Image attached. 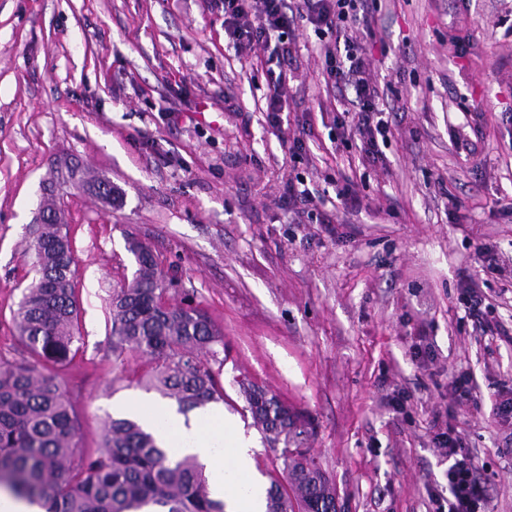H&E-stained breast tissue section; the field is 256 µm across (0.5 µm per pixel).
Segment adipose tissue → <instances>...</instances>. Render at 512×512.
I'll return each mask as SVG.
<instances>
[{
	"mask_svg": "<svg viewBox=\"0 0 512 512\" xmlns=\"http://www.w3.org/2000/svg\"><path fill=\"white\" fill-rule=\"evenodd\" d=\"M132 410L178 454L197 457L212 497L224 502L226 512H264L265 490L252 475L251 444L223 410L206 406L186 417L144 402Z\"/></svg>",
	"mask_w": 512,
	"mask_h": 512,
	"instance_id": "1",
	"label": "adipose tissue"
}]
</instances>
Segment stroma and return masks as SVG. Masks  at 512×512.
<instances>
[{
  "label": "stroma",
  "mask_w": 512,
  "mask_h": 512,
  "mask_svg": "<svg viewBox=\"0 0 512 512\" xmlns=\"http://www.w3.org/2000/svg\"><path fill=\"white\" fill-rule=\"evenodd\" d=\"M368 9L364 45L392 109L382 166L338 140L341 95L305 21L276 129L260 62L227 48L219 0H0V359L24 354L13 312L37 202L67 160L122 194L108 205L59 188L80 302V351L60 379L83 447L129 402L159 398L129 380L143 360L112 357L108 306L136 269L134 238L170 300L223 327V407L255 442L261 484L274 453L242 411L243 379L303 413L344 512H438L444 424L466 436L487 512H512V421L498 411L512 397V275L474 258L480 242L512 256V0ZM296 175L334 223L281 201ZM347 182L362 212L337 211ZM468 279L505 335L474 332ZM453 377L470 379L468 405L452 403Z\"/></svg>",
  "instance_id": "1"
}]
</instances>
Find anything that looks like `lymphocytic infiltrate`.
<instances>
[{
    "mask_svg": "<svg viewBox=\"0 0 512 512\" xmlns=\"http://www.w3.org/2000/svg\"><path fill=\"white\" fill-rule=\"evenodd\" d=\"M365 0H223L224 38L237 57H266L264 73L269 89L265 112L271 125H279L283 90L291 79L297 40L294 22L302 18L319 32H332L335 43L321 47L326 73L336 87L350 90L336 118L342 140H358L363 157L382 160L379 145L390 123L383 117L380 97L371 72L370 57L357 37L371 29L374 20L364 9ZM435 442L449 461L448 512H485L486 494L477 477L473 457L459 431L446 428Z\"/></svg>",
    "mask_w": 512,
    "mask_h": 512,
    "instance_id": "f902f5d3",
    "label": "lymphocytic infiltrate"
}]
</instances>
